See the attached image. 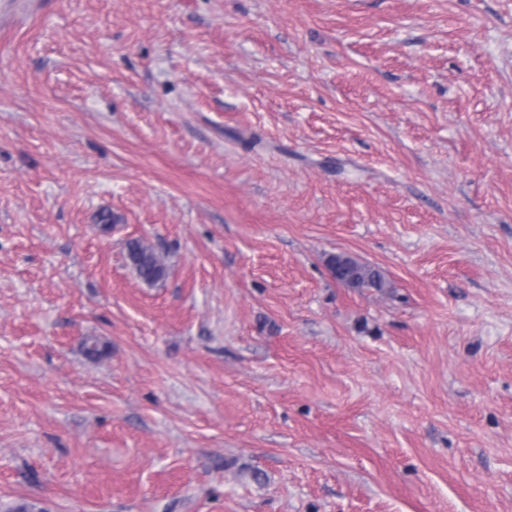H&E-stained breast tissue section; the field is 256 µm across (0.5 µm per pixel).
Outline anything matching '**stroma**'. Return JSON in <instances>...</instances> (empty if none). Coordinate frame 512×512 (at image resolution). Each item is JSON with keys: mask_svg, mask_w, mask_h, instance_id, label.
<instances>
[{"mask_svg": "<svg viewBox=\"0 0 512 512\" xmlns=\"http://www.w3.org/2000/svg\"><path fill=\"white\" fill-rule=\"evenodd\" d=\"M24 502L512 512V0H0ZM126 258L136 276L146 284H155L167 275L162 258L141 240L133 239L126 243ZM326 266L332 278L340 284L353 281L358 288H386L385 278L379 270L349 255H331Z\"/></svg>", "mask_w": 512, "mask_h": 512, "instance_id": "1", "label": "stroma"}]
</instances>
